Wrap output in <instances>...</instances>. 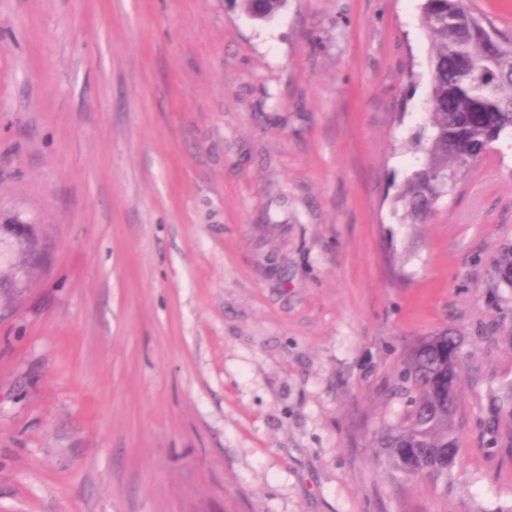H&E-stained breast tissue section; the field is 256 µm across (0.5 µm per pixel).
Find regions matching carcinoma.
Returning <instances> with one entry per match:
<instances>
[{
	"mask_svg": "<svg viewBox=\"0 0 512 512\" xmlns=\"http://www.w3.org/2000/svg\"><path fill=\"white\" fill-rule=\"evenodd\" d=\"M252 19L274 17L286 0H240ZM429 41V94L423 122L404 141L414 169L394 197L410 223L423 222L453 197L448 173L500 140L512 139V35L500 31L469 0H422ZM462 343L446 331L426 337L402 364L413 392L405 423L380 439L392 468L408 478L448 475L458 451L453 427ZM512 418V387L496 400L488 422L493 440L502 436L500 414Z\"/></svg>",
	"mask_w": 512,
	"mask_h": 512,
	"instance_id": "1",
	"label": "carcinoma"
}]
</instances>
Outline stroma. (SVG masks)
I'll return each mask as SVG.
<instances>
[{
    "instance_id": "obj_1",
    "label": "stroma",
    "mask_w": 512,
    "mask_h": 512,
    "mask_svg": "<svg viewBox=\"0 0 512 512\" xmlns=\"http://www.w3.org/2000/svg\"><path fill=\"white\" fill-rule=\"evenodd\" d=\"M421 0H0V512H512V141L422 224ZM418 76L409 86L407 70ZM462 340L444 477L377 446ZM243 11L252 19L264 21L274 17L286 0H240ZM502 412H507L509 417L512 418V386L504 392V395L500 399L496 400L495 413L488 422L489 434L495 442H498L503 435L500 421V414Z\"/></svg>"
}]
</instances>
